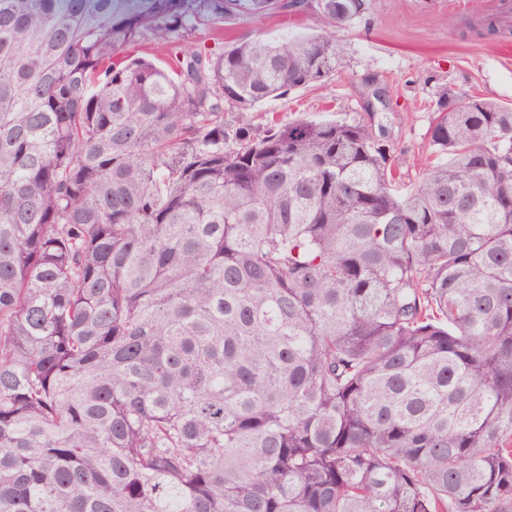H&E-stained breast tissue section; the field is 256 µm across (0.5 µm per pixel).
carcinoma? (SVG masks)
I'll return each mask as SVG.
<instances>
[{"label": "carcinoma", "mask_w": 512, "mask_h": 512, "mask_svg": "<svg viewBox=\"0 0 512 512\" xmlns=\"http://www.w3.org/2000/svg\"><path fill=\"white\" fill-rule=\"evenodd\" d=\"M235 2L0 0V512H512V109L407 191L369 116L229 129L369 8L187 45Z\"/></svg>", "instance_id": "obj_1"}]
</instances>
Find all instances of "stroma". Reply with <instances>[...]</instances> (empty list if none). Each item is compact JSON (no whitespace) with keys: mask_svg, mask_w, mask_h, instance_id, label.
I'll return each instance as SVG.
<instances>
[{"mask_svg":"<svg viewBox=\"0 0 512 512\" xmlns=\"http://www.w3.org/2000/svg\"><path fill=\"white\" fill-rule=\"evenodd\" d=\"M275 0L263 16L248 5L223 20L195 24L190 41L211 56L234 42L307 33L311 13L293 14ZM500 0H370L369 10L338 37L347 64L332 79L256 104L251 122L352 118L373 111L393 149L398 183L420 180L431 160L428 129L440 90L512 107V31L497 37L466 30V21L495 11Z\"/></svg>","mask_w":512,"mask_h":512,"instance_id":"stroma-1","label":"stroma"}]
</instances>
